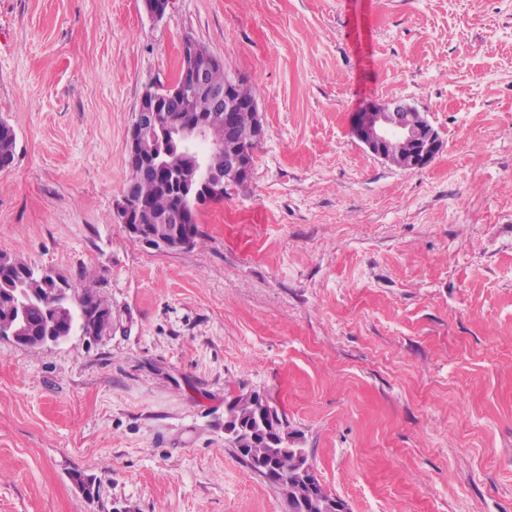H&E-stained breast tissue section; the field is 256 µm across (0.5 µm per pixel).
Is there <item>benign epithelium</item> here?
I'll list each match as a JSON object with an SVG mask.
<instances>
[{
    "mask_svg": "<svg viewBox=\"0 0 512 512\" xmlns=\"http://www.w3.org/2000/svg\"><path fill=\"white\" fill-rule=\"evenodd\" d=\"M193 44L194 39L189 36L182 42L184 72L168 86L167 101L177 105L184 101L193 103L197 115L169 120L164 125L160 120L158 96L151 88L145 90L128 129L126 155L127 161L140 163L159 173L163 157L168 155L164 145L166 135L162 131L169 132L171 142L191 146L206 143L211 121L223 123L226 137L237 142L236 150L226 154L224 148L218 147L202 161L190 157L188 162L172 165L166 172L181 195L198 200L224 195V187L229 184L248 182L252 170L246 152L250 144L265 138L266 129L257 102L243 101L236 96L238 86L246 79L227 74L224 84L213 83L210 71L214 61L197 58ZM244 109L253 113V119L246 127L237 121V113ZM351 133L371 154L390 164L393 163L391 150H396L406 169L427 166L442 145L438 131L425 114L410 104L398 101L386 107H380L373 101L364 104L355 113ZM150 213L148 204L135 193L133 186H126L117 209V220L130 236L158 250L191 246L192 236L184 229L188 217L183 211L168 212L167 223L175 225V228L157 234L142 230L145 216Z\"/></svg>",
    "mask_w": 512,
    "mask_h": 512,
    "instance_id": "7a95c632",
    "label": "benign epithelium"
}]
</instances>
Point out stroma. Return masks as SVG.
Masks as SVG:
<instances>
[{"label": "stroma", "mask_w": 512, "mask_h": 512, "mask_svg": "<svg viewBox=\"0 0 512 512\" xmlns=\"http://www.w3.org/2000/svg\"><path fill=\"white\" fill-rule=\"evenodd\" d=\"M188 36L266 136L159 251L117 222L126 135ZM370 100L426 115V167L353 137ZM0 119V253L112 309L0 338V512H288L224 440L245 391L350 512H512V0H0ZM17 146V135L7 121L0 120V170L2 165L9 167L14 161L15 151Z\"/></svg>", "instance_id": "stroma-1"}]
</instances>
